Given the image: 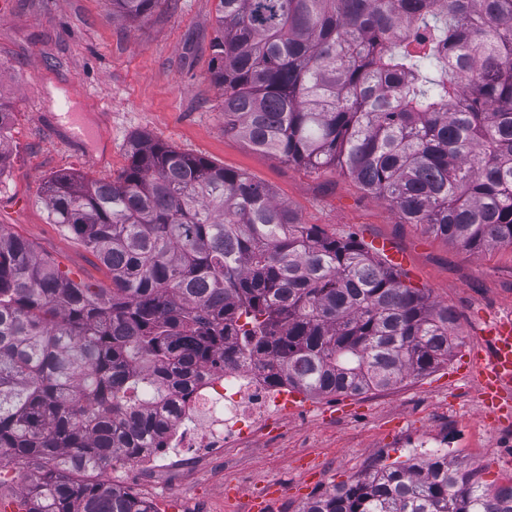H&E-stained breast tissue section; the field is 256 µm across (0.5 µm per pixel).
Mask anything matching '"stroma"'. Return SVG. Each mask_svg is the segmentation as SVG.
Wrapping results in <instances>:
<instances>
[{
	"instance_id": "obj_1",
	"label": "stroma",
	"mask_w": 512,
	"mask_h": 512,
	"mask_svg": "<svg viewBox=\"0 0 512 512\" xmlns=\"http://www.w3.org/2000/svg\"><path fill=\"white\" fill-rule=\"evenodd\" d=\"M217 0H161L150 16L113 15L110 0H0V100L12 107L7 158L0 164V228L74 281L109 285L100 260L48 218L45 180L76 172L116 179L128 166V142L145 134L178 151L250 174L277 199L328 234L389 243L406 261L408 285L457 316L459 345L446 364L397 385L359 395L307 396L304 420L283 417L245 452L204 462L187 479L112 483L149 504L180 500L184 512H305L339 484L408 460V439L448 434L455 460L478 463L482 482L512 483V460L495 446L512 433L480 403L469 361L479 334L512 321V248L471 254L403 223L381 199L338 168L311 171L256 150L225 133L224 92L211 79ZM79 120L98 138L73 145Z\"/></svg>"
}]
</instances>
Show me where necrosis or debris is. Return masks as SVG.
Listing matches in <instances>:
<instances>
[{
    "instance_id": "necrosis-or-debris-1",
    "label": "necrosis or debris",
    "mask_w": 512,
    "mask_h": 512,
    "mask_svg": "<svg viewBox=\"0 0 512 512\" xmlns=\"http://www.w3.org/2000/svg\"><path fill=\"white\" fill-rule=\"evenodd\" d=\"M262 368L244 362L209 366L203 379L176 395L164 410L167 429L152 453L132 461L115 457L144 475L171 470L191 474L202 460L247 448L268 421L287 414V385L274 386Z\"/></svg>"
}]
</instances>
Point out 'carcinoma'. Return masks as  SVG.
I'll use <instances>...</instances> for the list:
<instances>
[{"label": "carcinoma", "mask_w": 512, "mask_h": 512, "mask_svg": "<svg viewBox=\"0 0 512 512\" xmlns=\"http://www.w3.org/2000/svg\"><path fill=\"white\" fill-rule=\"evenodd\" d=\"M160 0H112L149 16ZM224 132L333 166L468 252L512 247V0H218ZM115 180L63 173L49 217L94 252L86 288L0 229V459L25 512H155L85 479L158 435L164 399L225 355L310 395L389 388L448 362L455 313L352 236L304 224L244 171L146 136ZM446 455L368 472L306 512H512ZM2 483L0 485V504L16 501L22 495V490L26 481L28 468L21 463L3 461Z\"/></svg>", "instance_id": "cac0c4a2"}]
</instances>
